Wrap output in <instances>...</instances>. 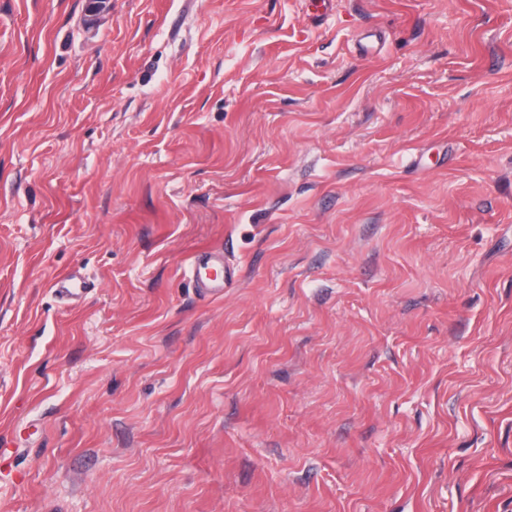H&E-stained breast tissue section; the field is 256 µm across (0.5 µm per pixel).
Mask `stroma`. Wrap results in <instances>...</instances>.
Returning a JSON list of instances; mask_svg holds the SVG:
<instances>
[{"label":"stroma","instance_id":"1","mask_svg":"<svg viewBox=\"0 0 512 512\" xmlns=\"http://www.w3.org/2000/svg\"><path fill=\"white\" fill-rule=\"evenodd\" d=\"M87 3L0 0V512H512V0ZM215 264L224 265V253L222 251L205 250L189 261V272L200 295L206 296L215 292H224V278L219 280L218 277L210 278L203 276L201 273L203 268Z\"/></svg>","mask_w":512,"mask_h":512}]
</instances>
